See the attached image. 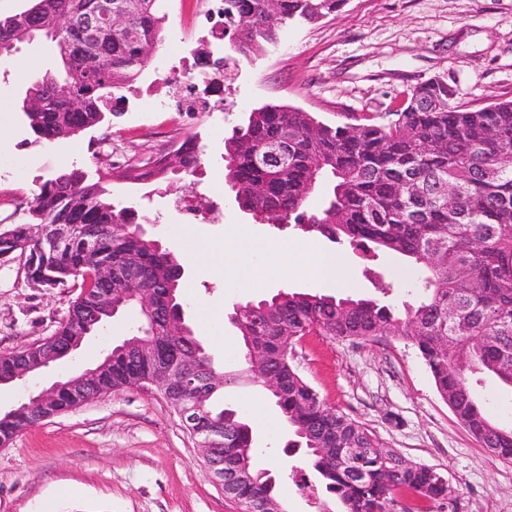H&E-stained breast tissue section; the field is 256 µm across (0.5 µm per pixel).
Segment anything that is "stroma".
<instances>
[{"mask_svg": "<svg viewBox=\"0 0 512 512\" xmlns=\"http://www.w3.org/2000/svg\"><path fill=\"white\" fill-rule=\"evenodd\" d=\"M165 43L152 52L130 97L127 112L52 142L36 140L18 114L0 138V229L25 221L36 182L60 171L95 170L111 162L148 161L185 137L199 136L205 164L196 177L205 190L198 201L219 212L216 222H188L175 201L186 180L159 185L113 182L115 200L137 204L152 219L148 232L173 251L184 267L181 295L186 322L204 344L216 372L243 365L229 321L236 307L288 289L339 298L375 299L394 307L415 301V280L399 271L398 258L361 250L271 224L239 209L224 189V139L247 112L267 102L287 103L326 123H358L362 116L394 111L411 86L444 79L455 104L478 108L512 99V0H347L317 24L291 25L279 45L244 63L219 88L235 100L231 112H162L167 76L176 64L170 44L197 48L202 33L192 24L199 0H165ZM36 71L55 69L48 41L20 44L0 59V97L17 101L26 86V61ZM218 195H211L213 187ZM256 242H300L309 252L338 254L352 282L332 288L311 279L301 264L288 278L262 288L244 287L254 252L238 248L240 231ZM76 291L36 288L20 259L0 261V353L39 344L56 331ZM134 315L114 318L87 338L72 360L41 375L0 387V409L26 400L39 386L95 364L132 332ZM293 365L330 406L360 422L389 448L436 468L454 493L430 502L415 497L401 506L416 512H512V460L482 448L435 389L419 352L406 338L376 336L340 340L311 334L293 345ZM224 404L244 414L257 445V461L275 479L288 512H313L295 492L303 476L321 479L303 452L285 454L294 436L259 383L225 385ZM226 497L179 415L151 385L111 393L23 431L0 447V512H240Z\"/></svg>", "mask_w": 512, "mask_h": 512, "instance_id": "1", "label": "stroma"}]
</instances>
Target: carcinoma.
Returning a JSON list of instances; mask_svg holds the SVG:
<instances>
[{"mask_svg": "<svg viewBox=\"0 0 512 512\" xmlns=\"http://www.w3.org/2000/svg\"><path fill=\"white\" fill-rule=\"evenodd\" d=\"M343 0H224V50L202 48L196 56L219 76L233 73L253 56L275 47L290 22L314 24ZM73 0H33L23 11L0 18V58L18 45L44 37L53 43L63 74L30 78L17 106L38 139L53 141L119 117L128 93L163 43V0H143L127 27L103 26L93 43L70 23ZM137 38L130 39L127 30ZM287 132L288 161L269 156V145ZM180 169L151 163H109L93 175L72 168L36 186L27 220L12 227L7 243L15 255L31 253L51 224H73L65 247L46 251L39 268L45 286L79 284L88 293L71 302L54 336L67 347L77 327L99 330L111 316L94 304L104 284L92 274L112 264L113 299L124 298L121 275L134 273L154 290V330L139 319L137 337L153 351L146 356L120 344L109 351L96 396L137 387L162 376V362L213 368L201 341L188 329L179 299L183 268L175 255L146 237L133 206L112 203L113 180L157 182L180 173L190 177L203 165L198 138L179 144ZM225 185L238 207L277 224L284 221L354 249L398 254L403 272L424 288L420 299L399 311L373 300L337 299L303 292H279L249 302L230 316L244 350L280 382L272 398L295 437L307 450L328 500L341 512H392L397 497L413 493L429 501L451 489L434 468L387 448L359 422L329 406L291 362L293 344L315 332L342 340L403 336L413 342L435 388L472 437L492 454L512 459V429L501 427L480 404L475 375L492 376L512 389V100L472 109L448 99V84L432 78L409 89L401 110L380 122L331 125L283 103H265L248 113L224 139ZM445 183L456 191L435 190ZM326 189L318 213L308 199ZM210 388L202 419L225 432L220 449L224 469L238 475L224 488L231 498L264 512L276 501L275 485L258 467L251 426L235 410L215 404ZM0 416V443L37 424L14 407Z\"/></svg>", "mask_w": 512, "mask_h": 512, "instance_id": "carcinoma-1", "label": "carcinoma"}]
</instances>
